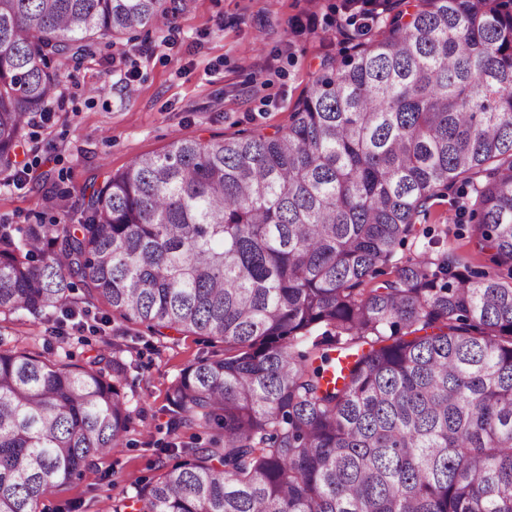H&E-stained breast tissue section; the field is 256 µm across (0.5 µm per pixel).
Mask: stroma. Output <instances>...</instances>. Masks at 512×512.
Wrapping results in <instances>:
<instances>
[{
	"instance_id": "stroma-1",
	"label": "stroma",
	"mask_w": 512,
	"mask_h": 512,
	"mask_svg": "<svg viewBox=\"0 0 512 512\" xmlns=\"http://www.w3.org/2000/svg\"><path fill=\"white\" fill-rule=\"evenodd\" d=\"M170 27L140 33L60 67L58 99L45 119L32 122L19 161L31 179L0 183V224L49 220L41 190L58 183L66 204L79 208L90 185L136 158L160 153L177 139L229 138L242 129L270 133L286 125L324 56L341 57L336 22L345 0H187ZM428 241L451 249L471 268L489 265L470 224H459L438 200L424 223ZM128 366L124 391L133 424L123 448L87 467L44 500V512L75 505V512H113L134 497L177 451L207 442L206 430L171 429L166 392L187 365L221 351L205 336L151 335L142 325L105 319L98 309L67 321L53 335L45 321L12 318L0 349L25 348L52 360L82 362L102 348Z\"/></svg>"
}]
</instances>
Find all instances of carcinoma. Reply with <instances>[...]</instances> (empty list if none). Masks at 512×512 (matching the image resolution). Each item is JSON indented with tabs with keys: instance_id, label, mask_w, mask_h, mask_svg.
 <instances>
[{
	"instance_id": "obj_1",
	"label": "carcinoma",
	"mask_w": 512,
	"mask_h": 512,
	"mask_svg": "<svg viewBox=\"0 0 512 512\" xmlns=\"http://www.w3.org/2000/svg\"><path fill=\"white\" fill-rule=\"evenodd\" d=\"M413 0L319 64L288 125L179 139L91 185L81 218L0 224V317L105 316L208 336L170 383L214 431L133 512H512V0ZM178 0H0V172L53 61L171 20ZM468 194L491 265L398 256ZM394 277L369 288L383 266ZM126 367L0 350V512L123 445Z\"/></svg>"
}]
</instances>
